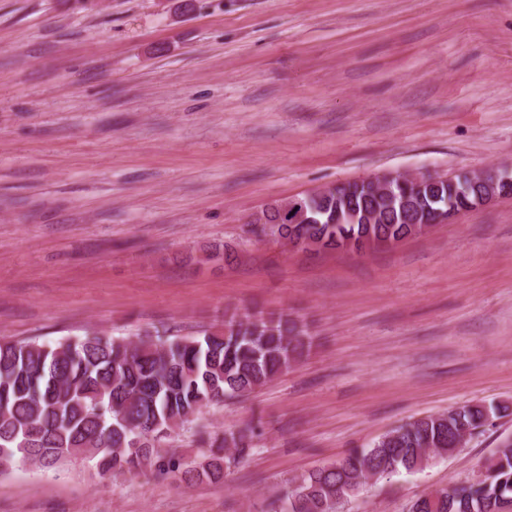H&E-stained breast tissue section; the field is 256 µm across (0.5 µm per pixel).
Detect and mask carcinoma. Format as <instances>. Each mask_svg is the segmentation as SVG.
Masks as SVG:
<instances>
[{
  "label": "carcinoma",
  "mask_w": 512,
  "mask_h": 512,
  "mask_svg": "<svg viewBox=\"0 0 512 512\" xmlns=\"http://www.w3.org/2000/svg\"><path fill=\"white\" fill-rule=\"evenodd\" d=\"M377 204L375 224L353 222L372 202L319 205L314 224H277L285 241L305 239L315 252L336 248V240H407L401 198ZM480 189L441 186L434 195L457 211L470 209ZM312 338L288 315L241 318L195 336L156 329L136 339L92 330L48 345L0 338V470L17 464L41 471L72 459L94 462L102 476L133 474L150 467L157 475L186 484L222 483L231 466L252 449L249 425L224 433L199 430V451L186 457L162 441L226 399L243 398L307 355ZM512 415L509 405L466 404L391 430L373 446L302 475L278 495L270 512H337L368 484L367 473H417L431 459L448 456L461 432L483 431L496 418ZM438 507L413 503L411 512H496L512 499V444L506 442L483 463L477 478L434 490Z\"/></svg>",
  "instance_id": "1"
}]
</instances>
